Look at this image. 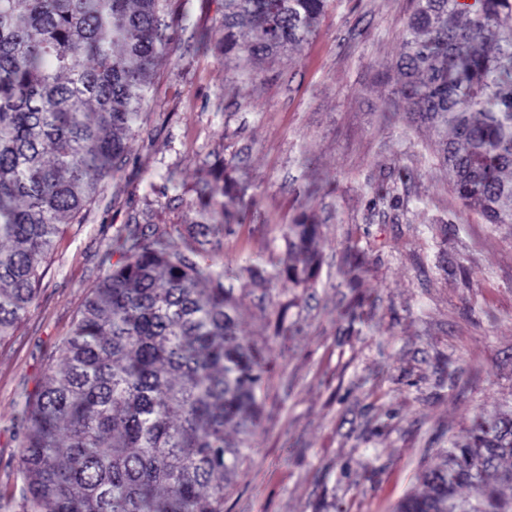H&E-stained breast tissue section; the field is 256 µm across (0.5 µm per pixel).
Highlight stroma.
<instances>
[{
  "instance_id": "stroma-1",
  "label": "stroma",
  "mask_w": 512,
  "mask_h": 512,
  "mask_svg": "<svg viewBox=\"0 0 512 512\" xmlns=\"http://www.w3.org/2000/svg\"><path fill=\"white\" fill-rule=\"evenodd\" d=\"M411 0H328L290 57L250 77L218 45L224 0H172L127 157L66 224L34 303L0 343V512H22L19 401L56 367L125 225L182 244L223 175L239 219L201 264L230 272L242 336L268 362L253 447L224 512H396L476 419L512 418V228L464 209L435 136L386 118ZM316 225L294 284L288 227ZM360 264L359 277L349 273Z\"/></svg>"
}]
</instances>
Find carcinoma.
<instances>
[{
    "mask_svg": "<svg viewBox=\"0 0 512 512\" xmlns=\"http://www.w3.org/2000/svg\"><path fill=\"white\" fill-rule=\"evenodd\" d=\"M326 2L224 0L225 60L246 71L290 55ZM171 15V0H0V342L34 302L61 225L80 221L126 155ZM396 68L394 95L434 132L462 206L512 225V0H412ZM235 205L217 176L196 191L184 249L137 226L118 237L123 261L21 405L23 512H224L261 413L264 363L238 334L224 273L189 254ZM288 234L299 281L316 262V225ZM471 434L397 512H512L499 490L512 485V467L499 468L512 422Z\"/></svg>",
    "mask_w": 512,
    "mask_h": 512,
    "instance_id": "cac0c4a2",
    "label": "carcinoma"
}]
</instances>
